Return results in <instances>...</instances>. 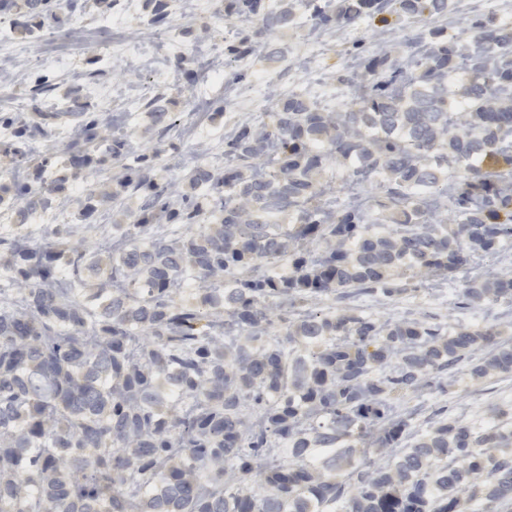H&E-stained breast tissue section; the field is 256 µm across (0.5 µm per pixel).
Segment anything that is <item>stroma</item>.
Returning <instances> with one entry per match:
<instances>
[{
	"instance_id": "obj_1",
	"label": "stroma",
	"mask_w": 512,
	"mask_h": 512,
	"mask_svg": "<svg viewBox=\"0 0 512 512\" xmlns=\"http://www.w3.org/2000/svg\"><path fill=\"white\" fill-rule=\"evenodd\" d=\"M481 3L451 0L447 13L385 32L372 31L363 22L343 29L320 28L301 11L287 27L267 32L254 18L220 20L209 0H187L184 12L171 15L165 26L149 24L146 0H114L110 8L90 6L81 16L48 23L30 34L6 29L0 36V64L10 76L0 81V115H13L15 102H29L38 75H49L51 89L41 97L40 113L31 117L41 132L27 141L25 162L0 165V182L29 184L37 177L49 182L63 175L61 156L72 141L64 130L74 126L75 119L58 116L52 105L61 101L75 110L95 112L102 92L111 97L112 111L104 138L95 147L100 150L105 140L122 138L127 152L70 183L54 207L66 223H74L91 192L107 188L140 155H149L160 174L177 183L199 165L234 167L236 158L224 151L225 136L267 121L278 102L298 95L317 110L334 112L363 92V83L342 81L343 76L363 72V56L353 48L356 41H364L368 51L402 61L417 28L458 35L468 19L481 15ZM243 33L255 36L257 49L244 57L228 55L227 45ZM115 42L131 43L134 50L108 61L103 51ZM29 57L37 59L36 69L23 67ZM260 79L269 95L258 104L253 90ZM143 85L151 87L153 98L169 112L171 128L156 126L148 102H136V91ZM141 203L140 195L130 193L101 208L92 230L82 234L86 245L119 240L120 225L133 223ZM510 261L512 242L499 252L474 256L453 272L404 279V291L391 296L360 294L343 301L324 296L299 302L281 311L270 335L282 339L286 322L318 311L430 320L451 330L505 327L512 343V302L462 310L456 306L455 292L462 282L495 277ZM470 368V362L459 363L450 387L435 383L395 399L394 411L409 421L412 436L431 431L443 407L452 420L480 427L512 426V376L476 378Z\"/></svg>"
}]
</instances>
